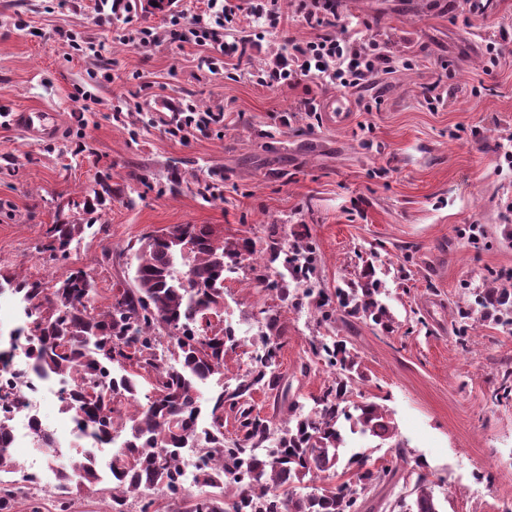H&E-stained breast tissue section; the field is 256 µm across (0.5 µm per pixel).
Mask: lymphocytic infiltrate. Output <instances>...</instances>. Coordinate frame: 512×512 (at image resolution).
I'll return each instance as SVG.
<instances>
[{
    "mask_svg": "<svg viewBox=\"0 0 512 512\" xmlns=\"http://www.w3.org/2000/svg\"><path fill=\"white\" fill-rule=\"evenodd\" d=\"M340 0H291L295 14L312 34L305 39L287 36L286 56L261 71L259 84L296 85L316 79L340 91L358 90L382 73H391L394 58L374 40H363L352 31L336 32ZM264 20L268 30L282 32L279 0H207V8L192 23L171 22L170 39L199 48L218 46L223 55L243 59L253 44L252 36L222 40L223 32L238 30L243 18Z\"/></svg>",
    "mask_w": 512,
    "mask_h": 512,
    "instance_id": "f902f5d3",
    "label": "lymphocytic infiltrate"
}]
</instances>
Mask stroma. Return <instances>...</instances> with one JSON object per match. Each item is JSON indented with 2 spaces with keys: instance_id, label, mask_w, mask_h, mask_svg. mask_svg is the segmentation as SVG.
<instances>
[{
  "instance_id": "35a3bbf8",
  "label": "stroma",
  "mask_w": 512,
  "mask_h": 512,
  "mask_svg": "<svg viewBox=\"0 0 512 512\" xmlns=\"http://www.w3.org/2000/svg\"><path fill=\"white\" fill-rule=\"evenodd\" d=\"M203 8L202 0H171L163 12L123 13L121 27L154 31L142 46L113 39L98 0H0V103L52 109L60 127L35 140L0 124V271L51 286L81 268L104 290L133 268L101 263L103 250L173 224L260 242L273 229L284 243L308 232L330 292L371 259L394 331L354 318L328 325L311 307L280 306L286 337L277 371L288 393L257 390L252 405L283 427L289 401L311 407L334 379L312 341L346 338L362 375L355 395L383 405L407 443L400 486H413L417 459L443 512H501L512 503V401L490 394L512 368V332L478 322L465 350L455 319L489 273L512 274V170L493 150L512 137V0H490L474 14L456 0H343L342 25L384 43L398 66L348 93L340 116L324 111L337 91L318 80L294 89L258 84L257 72L285 52L274 33L237 68H211L197 47L171 43V16L190 21ZM68 30L93 41L97 55L69 47L59 37ZM493 36L504 39L503 60L487 74ZM437 84L451 92L432 112L426 97ZM306 99L314 111H304ZM191 100L223 113V126L170 137L165 119ZM175 169L183 181L171 194L163 185ZM213 175L224 179L216 200L193 182ZM105 178L122 196L105 202L68 258L45 261L36 247L57 205L74 201L69 218L85 223L78 203ZM248 276L224 284V322L239 343L207 394L251 367L258 310L277 304Z\"/></svg>"
}]
</instances>
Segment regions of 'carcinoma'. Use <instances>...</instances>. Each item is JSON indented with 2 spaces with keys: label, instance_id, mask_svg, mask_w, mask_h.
<instances>
[{
  "label": "carcinoma",
  "instance_id": "obj_1",
  "mask_svg": "<svg viewBox=\"0 0 512 512\" xmlns=\"http://www.w3.org/2000/svg\"><path fill=\"white\" fill-rule=\"evenodd\" d=\"M92 227L73 223L60 208L56 223L46 230V242L36 250L50 261L65 258L73 241ZM165 232L149 234L138 247H128L133 277L113 283L104 308L97 306L98 288L85 287L81 268L71 270L52 289L38 280L0 275V293L9 290L20 296L28 318L10 338H25L26 354L37 373L69 380L63 410L98 444L109 441L114 432L124 438L110 463V512H131L129 499L135 497L139 512H151L156 500L141 497L146 489L174 506V512H365L370 493L398 483L405 443L382 405L366 399L349 402L356 355L344 341L312 343L313 355L335 378L312 398L309 412L291 402L288 425L275 434L270 421L248 403L253 391L281 386L276 369L285 330L277 308H260L266 332L254 366L212 399L208 427L199 428L198 420L200 386L222 373L226 350L237 344L230 328L206 321L209 314L222 315L229 277L246 266L251 287L274 292L284 302L292 285L301 291L299 300H307L323 322L350 317L390 332L393 319L381 299L383 282L373 265L329 294L314 287L317 245L306 234L285 248L270 231L263 249L268 263L261 265L257 258L263 250L251 238L229 241L209 224H173ZM278 260L283 270L274 279L270 264ZM491 283L493 287L483 289L476 299L480 319L512 330V276L493 275ZM474 322L472 309L458 310L457 338L463 348L471 340ZM167 353L176 365L167 363ZM116 364L129 370L116 376ZM491 399L512 400V371L503 372ZM124 403L133 411L118 418L116 405ZM226 407L238 416L231 441L224 439ZM343 419L353 433L378 448H394L396 454L376 464L366 452H357L345 465L351 477L333 483L341 462ZM31 434L37 447L52 452V435L39 422L33 423ZM199 438L205 444V464L194 484L210 489L204 496L190 494L179 480L182 449L194 447ZM13 468L9 426L0 420V473ZM76 477L92 486L99 482L94 458H73L70 470L58 472L55 512H73ZM32 480L27 474L18 480L0 479V512H10ZM411 495L410 501H389V512H441L425 475H418Z\"/></svg>",
  "mask_w": 512,
  "mask_h": 512
}]
</instances>
